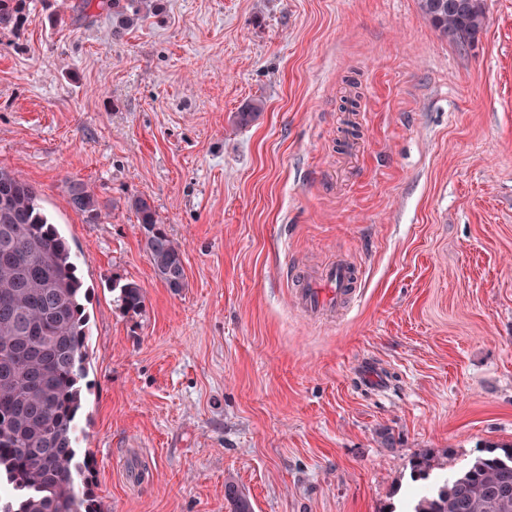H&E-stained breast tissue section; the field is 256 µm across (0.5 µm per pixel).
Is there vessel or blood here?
<instances>
[{"mask_svg":"<svg viewBox=\"0 0 512 512\" xmlns=\"http://www.w3.org/2000/svg\"><path fill=\"white\" fill-rule=\"evenodd\" d=\"M292 290L297 308L312 319L335 318L360 293L361 270L344 260L316 270H298L292 274Z\"/></svg>","mask_w":512,"mask_h":512,"instance_id":"obj_1","label":"vessel or blood"}]
</instances>
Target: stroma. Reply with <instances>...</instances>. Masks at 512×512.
Wrapping results in <instances>:
<instances>
[{"label": "stroma", "instance_id": "35a3bbf8", "mask_svg": "<svg viewBox=\"0 0 512 512\" xmlns=\"http://www.w3.org/2000/svg\"><path fill=\"white\" fill-rule=\"evenodd\" d=\"M81 3L25 0L0 29V167L92 290L77 455L103 512H232L228 481L253 512H388L422 451L452 476L511 443L512 0L464 48L416 0H146L124 26ZM140 195L184 252L180 294ZM340 256L358 299L307 319L287 271ZM368 357L390 388L357 387ZM67 203L87 224H97L105 207L88 185L75 181L67 183ZM135 212L142 241L156 276L174 294L186 286V276L181 246L168 234L157 217L156 210L148 198L133 197L129 201ZM126 312L140 313L145 307V296L142 289L135 283L127 282L119 287L117 299Z\"/></svg>", "mask_w": 512, "mask_h": 512}]
</instances>
